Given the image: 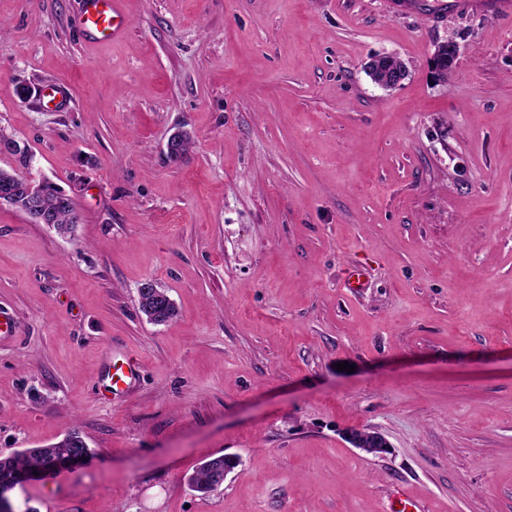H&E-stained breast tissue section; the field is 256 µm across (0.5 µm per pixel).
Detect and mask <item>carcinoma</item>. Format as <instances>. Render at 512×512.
Segmentation results:
<instances>
[{
	"label": "carcinoma",
	"instance_id": "obj_1",
	"mask_svg": "<svg viewBox=\"0 0 512 512\" xmlns=\"http://www.w3.org/2000/svg\"><path fill=\"white\" fill-rule=\"evenodd\" d=\"M193 146L189 132L171 142L168 157L171 161L182 160ZM9 203L21 211L29 209L33 202L26 194L25 177L16 172L0 168V201ZM35 203L36 214L44 217L59 232L72 233L80 222V214L73 199L53 183L40 182V194ZM141 312L150 323L162 325L176 315V308L167 294L159 287L150 289L149 293L139 301ZM64 453L89 456L92 450L77 432L66 438L40 448H28L10 456H0V481L17 471H46L50 469L55 458ZM224 458L211 457L201 464L189 478L190 485L198 492L208 493L224 485Z\"/></svg>",
	"mask_w": 512,
	"mask_h": 512
}]
</instances>
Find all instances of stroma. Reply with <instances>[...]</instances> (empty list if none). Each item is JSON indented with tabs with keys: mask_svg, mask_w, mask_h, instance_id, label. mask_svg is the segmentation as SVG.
Listing matches in <instances>:
<instances>
[{
	"mask_svg": "<svg viewBox=\"0 0 512 512\" xmlns=\"http://www.w3.org/2000/svg\"><path fill=\"white\" fill-rule=\"evenodd\" d=\"M124 8L98 41L81 0H0V132L81 215L63 236L0 205V455L74 429L94 451L16 487V512H382L395 485L427 512H512V17ZM384 55L408 67L392 89L366 73ZM148 279L166 324L140 311ZM114 349L142 364L116 401ZM363 428L390 452L352 447ZM219 455L240 460L223 486L190 490ZM451 53L455 58L457 57V46L454 41H446L442 43H437L434 46V51L431 53L430 62L432 68L434 67L435 60L442 56L444 53ZM453 57L450 59V62L448 63V59L446 57L445 60L441 61L440 63H436L434 67V75L439 80H445L448 79V76L451 74L453 65L455 62H453ZM149 288L150 291H149ZM155 288V289H154ZM139 301L141 312L150 318V323L155 325H162L170 321L176 315V308L167 294L166 290L155 287L153 281L145 280L139 287L138 293H146ZM347 441L354 448H359L364 452L374 455L383 456L389 453L390 443L385 436L371 429H355L348 433Z\"/></svg>",
	"mask_w": 512,
	"mask_h": 512,
	"instance_id": "35a3bbf8",
	"label": "stroma"
}]
</instances>
